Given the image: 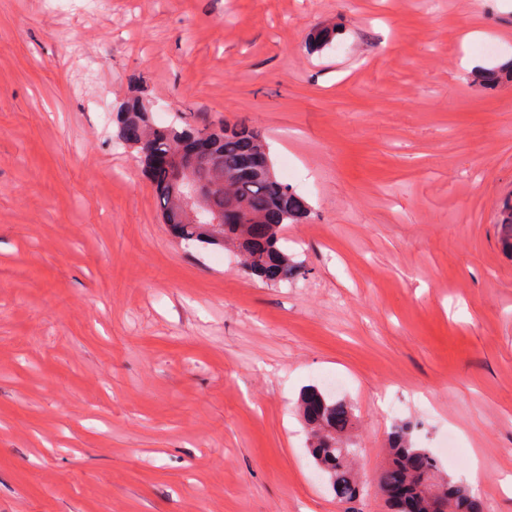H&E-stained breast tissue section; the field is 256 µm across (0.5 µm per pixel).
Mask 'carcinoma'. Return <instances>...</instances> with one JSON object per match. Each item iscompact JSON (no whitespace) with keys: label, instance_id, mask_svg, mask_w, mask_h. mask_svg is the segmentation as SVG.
<instances>
[{"label":"carcinoma","instance_id":"cac0c4a2","mask_svg":"<svg viewBox=\"0 0 512 512\" xmlns=\"http://www.w3.org/2000/svg\"><path fill=\"white\" fill-rule=\"evenodd\" d=\"M117 141L134 149L152 179L162 216L188 247H236L244 257L246 271L268 284L286 282L304 274L280 245L281 229L298 224L307 208L289 186L276 176L268 146L261 132L246 119L228 126L191 127L174 121L159 125L140 97L124 102L117 112ZM192 152L198 183L214 187L210 210L222 213L244 207L248 224L210 227L186 204L184 189L173 178L164 160L176 145ZM300 415L308 428L309 450L316 466L327 475L336 499L349 504L362 487L350 470L352 449L344 438L356 427L357 416L343 400H330L315 388L306 389L299 401ZM408 424L395 427L389 453L391 460L378 476V486H387L398 476L412 481L417 492L442 496L447 512H482L470 487L443 473L426 448L411 443Z\"/></svg>","mask_w":512,"mask_h":512}]
</instances>
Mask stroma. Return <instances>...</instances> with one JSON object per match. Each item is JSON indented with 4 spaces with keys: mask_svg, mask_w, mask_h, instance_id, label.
Instances as JSON below:
<instances>
[{
    "mask_svg": "<svg viewBox=\"0 0 512 512\" xmlns=\"http://www.w3.org/2000/svg\"><path fill=\"white\" fill-rule=\"evenodd\" d=\"M335 32L313 47L308 36ZM512 0H0V512H345L301 393L342 381L512 512ZM245 118L303 279L186 247L113 119Z\"/></svg>",
    "mask_w": 512,
    "mask_h": 512,
    "instance_id": "35a3bbf8",
    "label": "stroma"
}]
</instances>
